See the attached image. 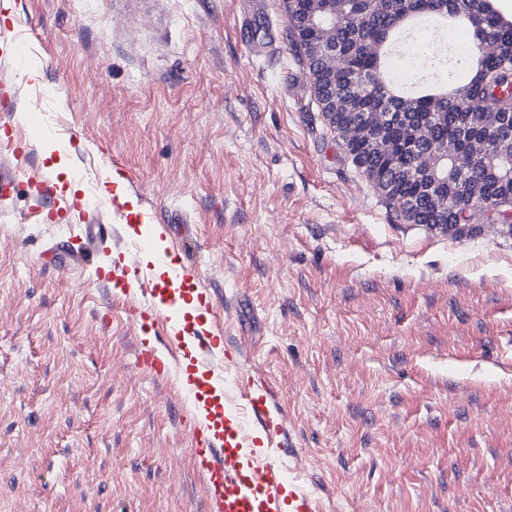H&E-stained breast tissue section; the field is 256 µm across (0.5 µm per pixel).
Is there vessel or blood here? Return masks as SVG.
<instances>
[{
    "label": "vessel or blood",
    "mask_w": 512,
    "mask_h": 512,
    "mask_svg": "<svg viewBox=\"0 0 512 512\" xmlns=\"http://www.w3.org/2000/svg\"><path fill=\"white\" fill-rule=\"evenodd\" d=\"M43 191L51 199L48 212L64 216L76 210L86 223L83 234L58 241L59 271L92 265L113 233H120L123 267L97 276L137 294L126 315L146 337L138 345L139 363L152 377L176 378L186 405L198 415L191 458L203 474L206 512H323L319 497L281 466L288 450L285 416L263 379L238 380L241 354L214 332L215 297L195 286V266L170 260L167 250L130 233V225L159 222L158 212L134 209L125 195L113 193L112 211L120 221L115 228L98 223L82 199L54 196L48 185ZM159 266L166 269L161 278L155 274Z\"/></svg>",
    "instance_id": "1"
}]
</instances>
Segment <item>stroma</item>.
I'll use <instances>...</instances> for the list:
<instances>
[{
    "label": "stroma",
    "instance_id": "obj_1",
    "mask_svg": "<svg viewBox=\"0 0 512 512\" xmlns=\"http://www.w3.org/2000/svg\"><path fill=\"white\" fill-rule=\"evenodd\" d=\"M0 57V512H205L176 379L127 295L40 254L39 170L95 198L121 163L187 224L241 371L265 380L326 512H512V238L397 221L326 125L283 0H7ZM46 123L61 152L32 137Z\"/></svg>",
    "mask_w": 512,
    "mask_h": 512
}]
</instances>
